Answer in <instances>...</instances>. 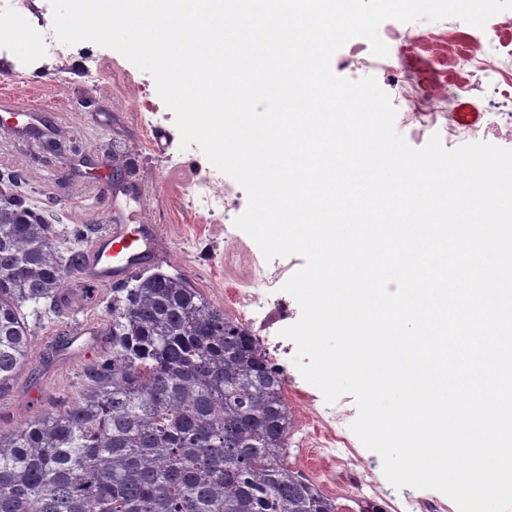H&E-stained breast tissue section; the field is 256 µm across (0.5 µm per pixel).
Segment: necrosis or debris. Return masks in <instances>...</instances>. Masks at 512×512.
I'll return each mask as SVG.
<instances>
[{
	"label": "necrosis or debris",
	"instance_id": "obj_1",
	"mask_svg": "<svg viewBox=\"0 0 512 512\" xmlns=\"http://www.w3.org/2000/svg\"><path fill=\"white\" fill-rule=\"evenodd\" d=\"M458 19H449L443 28L424 34L412 29H397L400 43L397 62H381L364 53V44L351 45L347 62L355 68L395 70L399 73L394 101L406 121L428 128L438 124L443 113L456 112L462 102L476 103L495 113L499 121L512 129V14L491 18L485 28L473 29L467 41H460ZM437 60L441 72L438 79L420 82L411 64L415 51ZM205 198L214 223L224 224V242L232 244V224L243 204V195L218 174L210 173L196 182L184 185L181 199L193 207L197 198ZM250 277L262 289L278 288L282 270L253 261ZM261 289V291H262ZM261 291L245 288L237 292L235 307L248 315L264 307Z\"/></svg>",
	"mask_w": 512,
	"mask_h": 512
}]
</instances>
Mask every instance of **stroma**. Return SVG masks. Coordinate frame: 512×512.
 <instances>
[{
  "instance_id": "35a3bbf8",
  "label": "stroma",
  "mask_w": 512,
  "mask_h": 512,
  "mask_svg": "<svg viewBox=\"0 0 512 512\" xmlns=\"http://www.w3.org/2000/svg\"><path fill=\"white\" fill-rule=\"evenodd\" d=\"M33 11L19 17L17 24L25 42L0 38V93L14 94L17 108L0 107V171L22 168L29 174L25 194L31 204L44 211L57 230L74 224H97L111 210L131 213L124 193L116 187L101 189L102 177L115 173L117 162L132 158L135 175L126 177V191H142V202L151 208V223L160 227V252L154 261L141 267L140 275L161 271L187 278L211 305L227 314H235L234 294L251 287L245 259L261 258L257 244L238 232L236 250L241 263L224 261V242L213 239L205 201H197L194 210H185L179 187L211 171L212 165L198 146L181 149L180 132L174 114L161 97L151 74L141 71L119 52L84 41L73 44L66 62L72 83L61 86L48 82L43 68L53 58L43 38V27L51 23V0H32ZM103 65L95 87L82 89L78 79L89 60ZM153 93L156 110L152 117L133 105L138 86ZM65 140L79 145V155L43 156L39 142L31 135L16 132L28 113ZM167 136L165 149L152 144L155 132ZM452 150L475 142H489L512 149V131L497 126L491 114H483L472 133L447 134L441 138ZM112 287L93 284L80 274H72L56 311L45 303L28 302L22 308L32 331L28 359L9 386L0 390V432H10L39 417L51 406L72 403L77 394L78 375L86 362L96 360L110 344L105 334ZM91 330L97 341L86 358L72 360L63 354V339L79 329ZM281 324H267L258 337L263 346H280L276 365L286 378L285 399L293 419L288 439V461L301 471L325 495L335 500L338 512H361V501H368L381 512H396V505L408 498L433 500L432 512H458L444 493L411 486L394 487L385 477L381 457L367 449L354 434L351 425L357 417L353 396L345 395L327 403L322 392L306 381L293 363L297 347L282 339ZM345 412V420L336 428L344 437L351 455L336 458L321 456L318 442L326 430L320 418L327 412ZM331 480H324L323 472ZM375 478L380 489L361 497L355 483Z\"/></svg>"
}]
</instances>
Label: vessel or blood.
Instances as JSON below:
<instances>
[{
    "label": "vessel or blood",
    "instance_id": "1",
    "mask_svg": "<svg viewBox=\"0 0 512 512\" xmlns=\"http://www.w3.org/2000/svg\"><path fill=\"white\" fill-rule=\"evenodd\" d=\"M160 246L157 225L141 224L132 228L120 223L110 225L107 234L96 238L83 261L86 278L96 283H118L142 264L152 261Z\"/></svg>",
    "mask_w": 512,
    "mask_h": 512
}]
</instances>
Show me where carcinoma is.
<instances>
[{
	"instance_id": "cac0c4a2",
	"label": "carcinoma",
	"mask_w": 512,
	"mask_h": 512,
	"mask_svg": "<svg viewBox=\"0 0 512 512\" xmlns=\"http://www.w3.org/2000/svg\"><path fill=\"white\" fill-rule=\"evenodd\" d=\"M83 254L20 195L0 203V389L27 355V302L58 303ZM110 347L76 399L0 432V512H337L288 464L285 377L183 277L112 289Z\"/></svg>"
}]
</instances>
